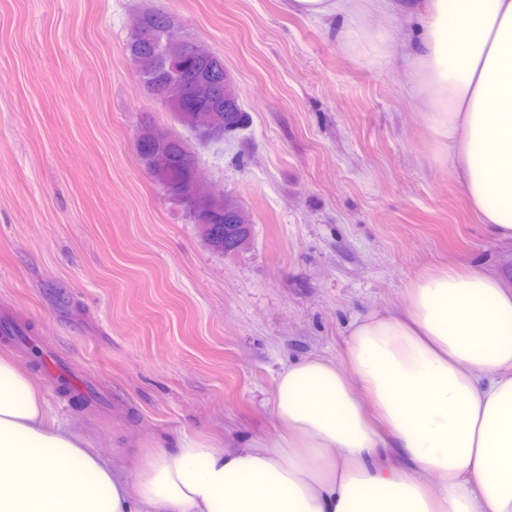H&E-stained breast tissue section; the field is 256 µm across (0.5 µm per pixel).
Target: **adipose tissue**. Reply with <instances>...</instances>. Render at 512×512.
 Wrapping results in <instances>:
<instances>
[{
	"instance_id": "adipose-tissue-1",
	"label": "adipose tissue",
	"mask_w": 512,
	"mask_h": 512,
	"mask_svg": "<svg viewBox=\"0 0 512 512\" xmlns=\"http://www.w3.org/2000/svg\"><path fill=\"white\" fill-rule=\"evenodd\" d=\"M415 79L436 158L490 233L512 240V0H288ZM405 14L393 39L365 15ZM273 430L199 435L107 460L0 354V512H512V281L441 267L399 311L356 317L345 359L274 378Z\"/></svg>"
}]
</instances>
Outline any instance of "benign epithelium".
Listing matches in <instances>:
<instances>
[{
    "label": "benign epithelium",
    "instance_id": "benign-epithelium-1",
    "mask_svg": "<svg viewBox=\"0 0 512 512\" xmlns=\"http://www.w3.org/2000/svg\"><path fill=\"white\" fill-rule=\"evenodd\" d=\"M165 56L180 60L191 57L197 60H208L214 53L196 41L186 38L173 24L166 25L164 30ZM155 96L163 99L191 100L198 103L194 108L190 121L197 135L203 140H213L224 135V105L220 86L217 83L200 82L176 75L161 86L149 84ZM167 191L175 195L197 219L200 233L217 242L227 235L228 225L210 224L208 219L217 210L220 195L207 190L202 185L198 166H192L187 180L167 186Z\"/></svg>",
    "mask_w": 512,
    "mask_h": 512
}]
</instances>
